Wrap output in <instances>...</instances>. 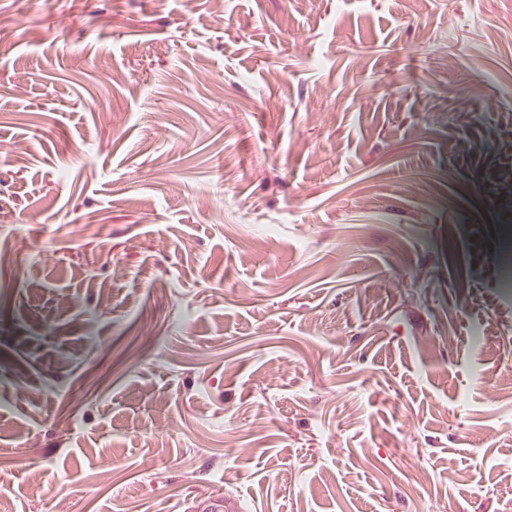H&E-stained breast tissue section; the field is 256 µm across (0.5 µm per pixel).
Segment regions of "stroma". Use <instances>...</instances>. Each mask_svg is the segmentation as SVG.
<instances>
[{"instance_id":"obj_1","label":"stroma","mask_w":512,"mask_h":512,"mask_svg":"<svg viewBox=\"0 0 512 512\" xmlns=\"http://www.w3.org/2000/svg\"><path fill=\"white\" fill-rule=\"evenodd\" d=\"M0 31V512H512V0Z\"/></svg>"}]
</instances>
